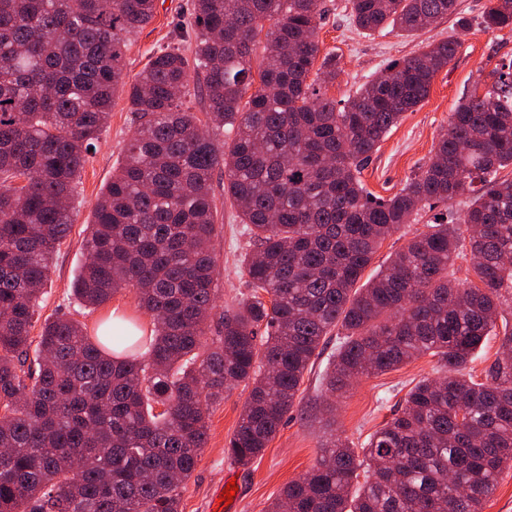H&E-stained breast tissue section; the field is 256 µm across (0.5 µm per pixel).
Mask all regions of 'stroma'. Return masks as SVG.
I'll list each match as a JSON object with an SVG mask.
<instances>
[{"label":"stroma","instance_id":"obj_1","mask_svg":"<svg viewBox=\"0 0 512 512\" xmlns=\"http://www.w3.org/2000/svg\"><path fill=\"white\" fill-rule=\"evenodd\" d=\"M190 3L191 0H157L154 20L132 35L127 45L128 76L139 73L160 49L179 42L190 45ZM486 4L487 0H458L456 13L409 36L389 28L371 34L356 29L349 17L347 0H322L324 16L318 41L321 56L336 60V79L325 89L332 99L346 98L377 76L389 61L410 56L428 43L451 36L461 42L454 60L435 77L425 102L404 114L364 168L361 179L375 195L387 198L399 192L433 155L448 130V119L459 99L474 88L491 84L493 70L501 62L512 60V30L487 29L480 24ZM132 133L126 97L116 93L107 126L80 174L72 229L54 255L40 317L69 313L91 330L115 315L149 325L150 319L140 309L132 290H121L96 308L79 306L72 295V283L85 260L83 239L93 205L111 180ZM212 196L220 228L212 240L218 298L206 323L211 338L218 334L223 311L236 306L251 292L243 260L252 248L247 226L241 223L235 207L224 195L223 173L213 175ZM433 216L432 210L421 211L415 221L386 239L365 269L364 278H372L391 254L402 249L414 235L426 231ZM508 330H512V303L505 305L488 340L467 364L465 375L484 379L485 370L496 358L500 340ZM335 346V337H328L324 354L303 377L294 407L262 455L248 467L232 463L224 448L237 428L250 385L239 383L225 393L223 401L211 406L206 445L195 471L181 490V512H214L231 478L238 490L230 512H267L288 482L312 467L331 437L346 440L353 448H363L370 435L391 419L409 390L424 378L436 377L439 368L436 358L427 354L397 369L362 377L337 397L336 407L330 411L324 407L322 376Z\"/></svg>","mask_w":512,"mask_h":512}]
</instances>
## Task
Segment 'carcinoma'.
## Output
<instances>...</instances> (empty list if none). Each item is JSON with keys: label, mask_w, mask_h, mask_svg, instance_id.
Wrapping results in <instances>:
<instances>
[{"label": "carcinoma", "mask_w": 512, "mask_h": 512, "mask_svg": "<svg viewBox=\"0 0 512 512\" xmlns=\"http://www.w3.org/2000/svg\"><path fill=\"white\" fill-rule=\"evenodd\" d=\"M348 5L363 30L413 35L457 0ZM155 9L156 0H0V512H181L209 406L251 384L224 449L251 463L335 329L323 376L333 396L427 354L441 375L411 388L362 452L330 440L269 512H482L512 468V332L485 380L462 370L512 302V181L498 179L512 166V60L484 93L461 98L429 162L383 198L361 171L428 98L457 39L390 62L336 101L323 91L336 79L332 59L309 80L319 0H194L191 52L162 50L129 82L123 48ZM482 24L512 28V0H488ZM120 88L135 130L94 206L72 291L97 307L132 289L153 334L123 319L91 335L63 314L35 341L80 172ZM217 170L251 225L253 293L224 311L205 351L218 291ZM463 196L466 210L437 218L358 285L389 235ZM458 258L474 280L455 277Z\"/></svg>", "instance_id": "1"}]
</instances>
